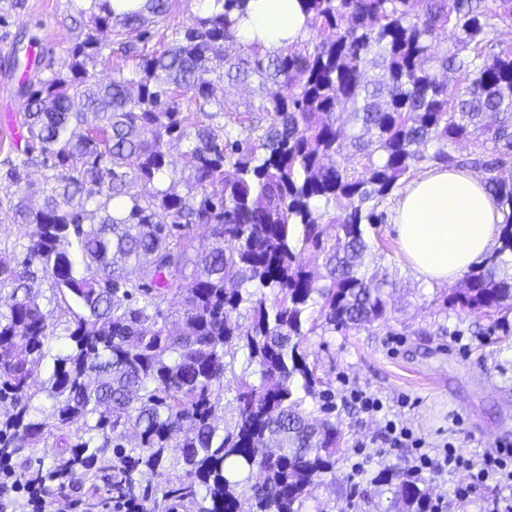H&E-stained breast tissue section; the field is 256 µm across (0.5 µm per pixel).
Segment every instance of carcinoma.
Returning a JSON list of instances; mask_svg holds the SVG:
<instances>
[{"mask_svg":"<svg viewBox=\"0 0 512 512\" xmlns=\"http://www.w3.org/2000/svg\"><path fill=\"white\" fill-rule=\"evenodd\" d=\"M170 27L171 0L117 13L89 0L94 30L64 72L21 84L18 185L52 171L3 212L23 226L0 261V508L18 512H306L336 480L343 430L309 362V336L384 325L390 286L368 228L419 165L479 166L501 207L498 245L443 297L511 336L512 0H300L308 38L226 58L248 0ZM113 30L115 64L101 80ZM446 33L450 43L441 42ZM258 79L243 113L224 83ZM98 123L84 128L85 114ZM227 117L224 141L210 125ZM185 144L191 186L155 185L167 140ZM469 141L476 158L459 153ZM42 198L40 205L33 196ZM49 281L60 321L32 293ZM181 297L180 331L162 308ZM64 334H58V328ZM245 369L224 423V373ZM44 367L45 379L33 376ZM325 400L318 418L308 404ZM52 444L50 461L35 455ZM177 482L153 485L162 469ZM352 483L346 512L371 492L393 512H431L429 481L382 464Z\"/></svg>","mask_w":512,"mask_h":512,"instance_id":"carcinoma-1","label":"carcinoma"}]
</instances>
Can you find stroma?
<instances>
[{
  "label": "stroma",
  "mask_w": 512,
  "mask_h": 512,
  "mask_svg": "<svg viewBox=\"0 0 512 512\" xmlns=\"http://www.w3.org/2000/svg\"><path fill=\"white\" fill-rule=\"evenodd\" d=\"M76 0H0V96L13 102L21 116L16 90L25 68L23 52L39 44L36 74L46 77L65 69L67 49L82 39L85 20ZM394 288L392 319L383 326L310 338V362L336 396L337 420L343 429V453L336 482L315 489L308 512H338L345 504L346 480L357 470L372 471L378 462L412 465L419 452L438 456L452 445L478 461L499 447H512V337L498 341L487 335V319L448 314L441 296L448 284H424L407 267L392 224L378 225L372 235ZM380 399L377 411H365L354 395ZM395 421L424 441L389 447L386 424ZM433 500L442 512H488L485 491L457 500L456 482L447 470H432Z\"/></svg>",
  "instance_id": "1"
}]
</instances>
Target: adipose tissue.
Returning a JSON list of instances; mask_svg holds the SVG:
<instances>
[{"mask_svg": "<svg viewBox=\"0 0 512 512\" xmlns=\"http://www.w3.org/2000/svg\"><path fill=\"white\" fill-rule=\"evenodd\" d=\"M300 0H249L237 37L275 50L303 40ZM502 214L480 178L462 169L435 167L413 179L395 209L400 248L424 283H450L493 249Z\"/></svg>", "mask_w": 512, "mask_h": 512, "instance_id": "ef3b65f1", "label": "adipose tissue"}]
</instances>
